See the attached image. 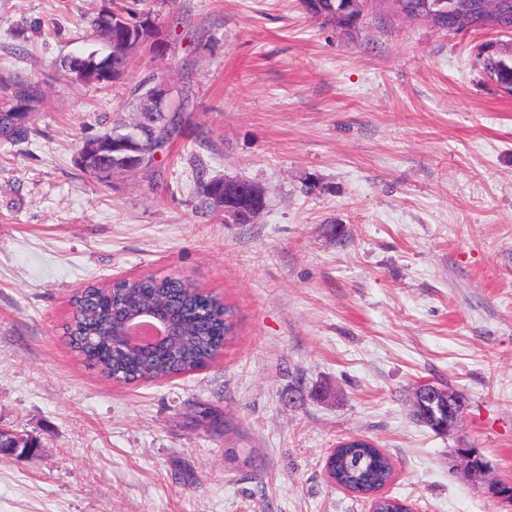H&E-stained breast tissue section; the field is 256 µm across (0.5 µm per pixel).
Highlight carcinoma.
Here are the masks:
<instances>
[{"label":"carcinoma","instance_id":"cac0c4a2","mask_svg":"<svg viewBox=\"0 0 512 512\" xmlns=\"http://www.w3.org/2000/svg\"><path fill=\"white\" fill-rule=\"evenodd\" d=\"M349 0H309L312 13L332 17ZM117 13L103 11L92 21L96 31L112 34V79L126 76L128 62L152 34L149 14L117 27L111 17ZM177 112L161 119L155 133L164 147L181 136L190 119V95L185 86L176 91ZM40 96L34 86L19 76L0 77V143L12 144L26 139L28 122L20 121L18 112L36 111ZM128 121H113V150L116 155L132 151L137 137L127 129ZM197 194L203 212L224 218V207L232 204L224 196L223 186L211 174L208 163L193 156ZM163 305L177 313L180 324L178 339L151 352L113 348V333L122 323L125 312L148 306ZM234 310L223 298L207 293L191 283L165 277L145 275L123 278L106 286L90 285L73 300V312L66 326L70 345L84 362L105 377L123 383L141 378L164 379L206 367L216 359L232 335ZM330 481L358 494L373 495L392 478L390 458L371 442L352 439L336 447L326 462Z\"/></svg>","mask_w":512,"mask_h":512}]
</instances>
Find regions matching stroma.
Listing matches in <instances>:
<instances>
[{
  "mask_svg": "<svg viewBox=\"0 0 512 512\" xmlns=\"http://www.w3.org/2000/svg\"><path fill=\"white\" fill-rule=\"evenodd\" d=\"M105 9L150 13L168 50L76 80L60 61L99 48ZM485 54L511 57L512 33L379 7L341 31L299 0H0V75L43 93L27 138L0 144V430L40 443L0 458V512H369L327 481L350 436L391 458L386 492L415 512H512L456 455L512 482V95ZM153 75L189 82L184 133L155 188L102 185L78 145L132 118ZM195 155L265 188L256 223L202 212ZM140 275L234 307L215 361L133 384L85 366L73 296ZM420 381L466 397L452 435L412 418ZM469 450L470 448H460L457 449L456 454L461 458L467 474L479 485H485L488 494L494 497V492L500 487V483L487 480V465L478 466L475 462L476 454Z\"/></svg>",
  "mask_w": 512,
  "mask_h": 512,
  "instance_id": "stroma-1",
  "label": "stroma"
}]
</instances>
